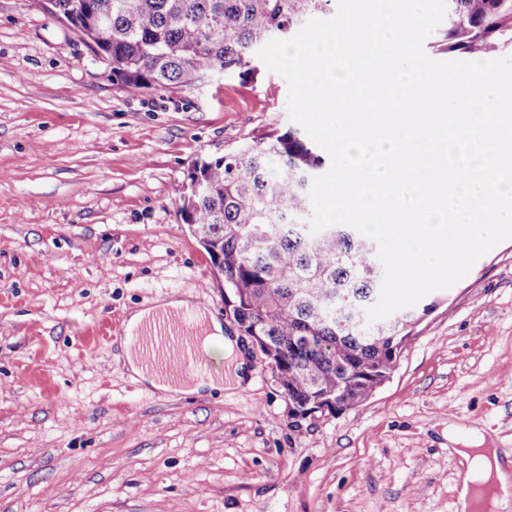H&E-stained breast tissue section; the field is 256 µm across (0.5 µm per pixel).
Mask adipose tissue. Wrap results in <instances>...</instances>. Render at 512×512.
I'll return each instance as SVG.
<instances>
[{
	"label": "adipose tissue",
	"mask_w": 512,
	"mask_h": 512,
	"mask_svg": "<svg viewBox=\"0 0 512 512\" xmlns=\"http://www.w3.org/2000/svg\"><path fill=\"white\" fill-rule=\"evenodd\" d=\"M194 312L203 334L202 349L215 362L205 384L192 383L166 371L155 354L133 343L124 350L131 373L140 381L162 392L196 393L200 389L223 390L226 382L225 362H232L235 371H243L245 362L236 341L226 335L220 321L195 302L193 294L185 293L155 301L151 306L133 310L125 324L126 333L137 336L150 330L156 322ZM459 457L466 465V479L459 490L462 512H512V455L499 448H462Z\"/></svg>",
	"instance_id": "obj_1"
}]
</instances>
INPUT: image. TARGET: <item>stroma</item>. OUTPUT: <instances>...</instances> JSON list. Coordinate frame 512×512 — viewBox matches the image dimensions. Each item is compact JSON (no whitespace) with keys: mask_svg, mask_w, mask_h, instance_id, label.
Listing matches in <instances>:
<instances>
[{"mask_svg":"<svg viewBox=\"0 0 512 512\" xmlns=\"http://www.w3.org/2000/svg\"><path fill=\"white\" fill-rule=\"evenodd\" d=\"M287 99L268 70L131 93L51 0H0V512H459L449 429L512 453V240L424 297L390 379L340 413L293 416L233 322L242 384L127 371L131 310L190 292L223 318L174 189L291 127Z\"/></svg>","mask_w":512,"mask_h":512,"instance_id":"stroma-1","label":"stroma"}]
</instances>
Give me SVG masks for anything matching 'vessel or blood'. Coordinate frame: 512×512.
Listing matches in <instances>:
<instances>
[{"label":"vessel or blood","instance_id":"b4317fda","mask_svg":"<svg viewBox=\"0 0 512 512\" xmlns=\"http://www.w3.org/2000/svg\"><path fill=\"white\" fill-rule=\"evenodd\" d=\"M139 344L152 348L162 364L180 373H203L200 361L202 347L195 336L191 317H184L177 323L159 325L157 330L138 338Z\"/></svg>","mask_w":512,"mask_h":512}]
</instances>
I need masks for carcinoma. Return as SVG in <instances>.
I'll use <instances>...</instances> for the list:
<instances>
[{
  "label": "carcinoma",
  "mask_w": 512,
  "mask_h": 512,
  "mask_svg": "<svg viewBox=\"0 0 512 512\" xmlns=\"http://www.w3.org/2000/svg\"><path fill=\"white\" fill-rule=\"evenodd\" d=\"M332 0H53L112 79L131 91L190 88L227 71L258 76L257 51L288 39ZM439 50L471 57L512 50V0H448ZM324 165L295 130L255 134L197 160L178 214L209 255L233 321L257 337L296 417L327 398L341 412L395 370L418 320L367 325L378 299L374 242L346 225L313 234L311 181Z\"/></svg>",
  "instance_id": "cac0c4a2"
}]
</instances>
